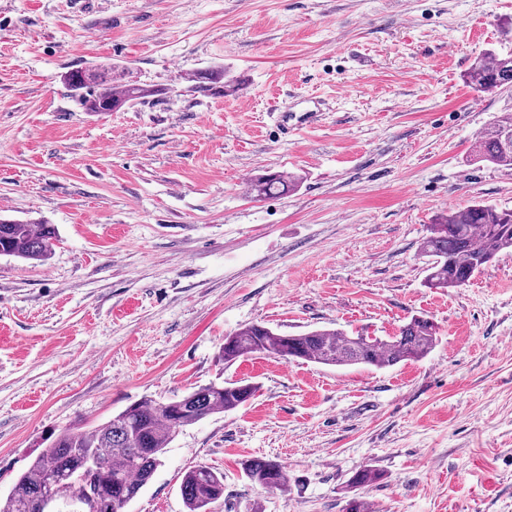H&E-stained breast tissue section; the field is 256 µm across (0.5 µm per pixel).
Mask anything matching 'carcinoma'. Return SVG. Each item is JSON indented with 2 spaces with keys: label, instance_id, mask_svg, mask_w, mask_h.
I'll list each match as a JSON object with an SVG mask.
<instances>
[{
  "label": "carcinoma",
  "instance_id": "obj_1",
  "mask_svg": "<svg viewBox=\"0 0 512 512\" xmlns=\"http://www.w3.org/2000/svg\"><path fill=\"white\" fill-rule=\"evenodd\" d=\"M223 71H205L196 76L201 88L224 92ZM76 102L86 112L119 111L141 101L154 90L147 86L112 83V68L77 70L65 78ZM469 86L487 92L502 81L512 83V53L487 51L472 66ZM512 131V112H505L480 133L472 157L512 170V150L502 146V136ZM297 181L278 172L253 181L259 196L292 190ZM57 238L52 224H31L0 218V256L43 262L49 258ZM512 248V210L476 203L450 209L430 225L420 245L427 258L425 283L430 288H460L494 260ZM437 339L436 326L427 318H415L399 334L386 340L350 336L339 330L316 329L299 335H282L273 328L252 324L224 338L222 357L231 363L255 353H270L290 362L301 360L323 365L394 366L402 361L426 357ZM255 386L245 381L210 384L178 398L180 408L172 412L167 402L144 397L109 421L85 430L68 428L52 434L43 448L20 473L10 492L0 497V512H40L41 495L49 492L64 506L62 512H126L129 503L152 479L160 456L177 429L192 425L215 413L236 409L249 400ZM244 473L264 489L284 491L288 474L277 461L253 458L244 463ZM379 479L364 467L350 479L353 495L343 512H369L359 490ZM181 494L187 512H207L208 506L224 497V474L205 466L185 473Z\"/></svg>",
  "mask_w": 512,
  "mask_h": 512
}]
</instances>
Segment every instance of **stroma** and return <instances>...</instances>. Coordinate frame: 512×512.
<instances>
[{
  "instance_id": "1",
  "label": "stroma",
  "mask_w": 512,
  "mask_h": 512,
  "mask_svg": "<svg viewBox=\"0 0 512 512\" xmlns=\"http://www.w3.org/2000/svg\"><path fill=\"white\" fill-rule=\"evenodd\" d=\"M512 53V0H0V215L55 225L48 260L0 257V494L50 434L143 397L245 380L236 410L180 428L127 512H186L184 473L224 475L209 512H512V251L424 285L448 209H512V171L471 157L512 112L474 92ZM111 64L155 96L82 111L66 73ZM223 67L237 92L197 89ZM280 172L298 188L256 197ZM438 327L392 367L232 363L225 336ZM285 465L265 491L242 464ZM469 86L477 92H487L498 87V83H512V53L501 55L488 50L472 66L468 75ZM379 479V474L372 468L364 467L354 473L350 479V489L354 492L352 496L346 500V504L343 508L345 512H369L367 500L361 496L358 490L369 486L373 482Z\"/></svg>"
}]
</instances>
